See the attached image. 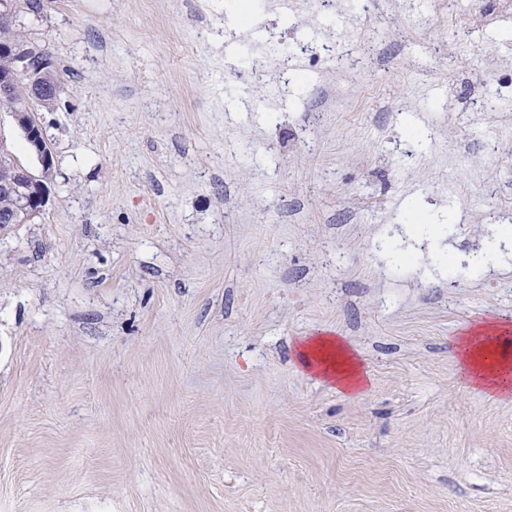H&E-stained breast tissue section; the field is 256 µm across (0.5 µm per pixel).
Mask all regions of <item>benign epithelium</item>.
<instances>
[{
    "instance_id": "7a95c632",
    "label": "benign epithelium",
    "mask_w": 512,
    "mask_h": 512,
    "mask_svg": "<svg viewBox=\"0 0 512 512\" xmlns=\"http://www.w3.org/2000/svg\"><path fill=\"white\" fill-rule=\"evenodd\" d=\"M15 57L17 68L0 72V97L6 98L9 89L21 77L28 80L29 95L23 106L13 109L12 117L23 139L29 144L38 168L21 165L0 145V171L10 175L0 179V195L17 199L16 210L26 219L38 216L48 201L47 182L53 178V155L41 125L35 120L37 108L50 110L57 100L59 85L50 56L37 46L25 43L0 42V54Z\"/></svg>"
}]
</instances>
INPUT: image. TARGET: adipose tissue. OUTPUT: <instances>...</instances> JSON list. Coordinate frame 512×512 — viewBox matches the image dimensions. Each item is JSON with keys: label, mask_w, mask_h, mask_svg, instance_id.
Listing matches in <instances>:
<instances>
[{"label": "adipose tissue", "mask_w": 512, "mask_h": 512, "mask_svg": "<svg viewBox=\"0 0 512 512\" xmlns=\"http://www.w3.org/2000/svg\"><path fill=\"white\" fill-rule=\"evenodd\" d=\"M461 375L476 390L488 395L512 392V328L504 323H485L461 337L456 345ZM300 365L332 382L347 394L361 393L366 376L343 338L322 333L309 336L298 346Z\"/></svg>", "instance_id": "ef3b65f1"}]
</instances>
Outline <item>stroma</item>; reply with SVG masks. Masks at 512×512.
I'll return each mask as SVG.
<instances>
[{"label": "stroma", "mask_w": 512, "mask_h": 512, "mask_svg": "<svg viewBox=\"0 0 512 512\" xmlns=\"http://www.w3.org/2000/svg\"><path fill=\"white\" fill-rule=\"evenodd\" d=\"M233 2L20 14L64 73L49 201L0 225V512H512V399L452 348L512 322V13ZM319 333L362 394L299 364ZM298 362L332 382L340 392L359 394L365 386L361 363L350 344L339 336L322 333L304 338L298 346Z\"/></svg>", "instance_id": "35a3bbf8"}]
</instances>
